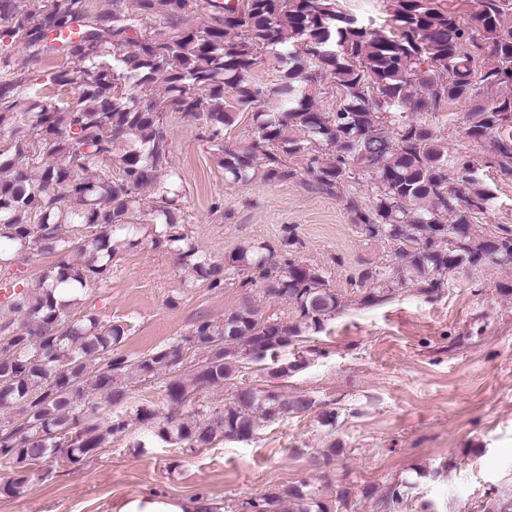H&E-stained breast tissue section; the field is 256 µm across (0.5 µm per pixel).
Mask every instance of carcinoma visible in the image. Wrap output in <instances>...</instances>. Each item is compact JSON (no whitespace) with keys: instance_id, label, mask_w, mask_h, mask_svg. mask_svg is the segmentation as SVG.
Instances as JSON below:
<instances>
[{"instance_id":"obj_1","label":"carcinoma","mask_w":512,"mask_h":512,"mask_svg":"<svg viewBox=\"0 0 512 512\" xmlns=\"http://www.w3.org/2000/svg\"><path fill=\"white\" fill-rule=\"evenodd\" d=\"M394 2L392 24L377 29L341 11L337 0H226L220 9L215 0H112L98 11L87 0H0V47L60 59L48 81L75 89L68 99L41 97L25 70L0 60V265L30 251L57 258L37 288L14 289L0 301V459L15 464L3 492L24 493L35 462L83 465L106 437L135 421L194 452L224 438L248 441L258 421L312 409L302 396L239 386L200 419L160 420L139 407L130 419L100 421L90 396L101 393L121 409L130 376H169L166 397L178 406L196 389L234 380L243 360L263 362L345 309L319 269L292 251L275 259L243 250L227 264L195 259L189 273L222 289L229 270L244 271L241 287L260 284L264 296L287 304L288 316L269 315L247 297L224 320L197 323L193 339L132 361L118 353L122 326L75 311L79 290L109 271L145 224L159 226L154 244L194 255L172 232L180 176L172 169L167 112L202 121L235 183L291 178L286 158L294 156L304 157L316 186L329 193L345 188L355 171L369 176L371 193L345 194L347 209L357 233L394 246L402 267L394 280L380 269L361 275L365 307L386 303L396 285L433 299L464 269L512 264V230L479 234L492 195L474 167L406 113L470 104L466 136L490 139L495 166L512 176L505 0H473L468 21L457 0L441 10L426 0ZM207 13L209 21L187 23ZM178 20L185 25L169 32ZM264 51L288 65L272 86L255 76ZM327 75L339 95L332 112L313 96ZM244 112L253 113L250 142L228 149L224 130ZM184 346L194 355L188 380L178 376ZM11 408L17 415L3 416ZM363 499L394 512L403 491L369 485ZM249 507L332 512L307 483L265 493Z\"/></svg>"}]
</instances>
